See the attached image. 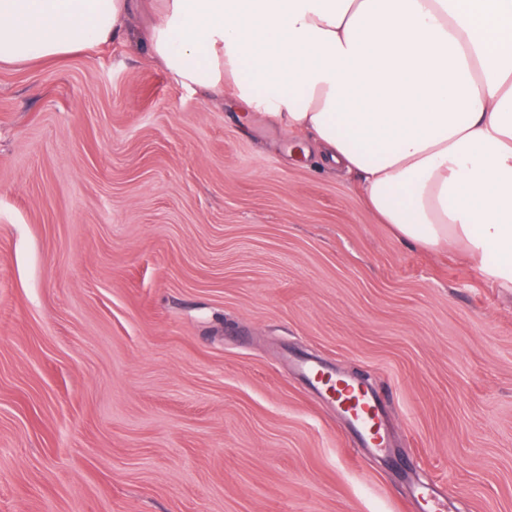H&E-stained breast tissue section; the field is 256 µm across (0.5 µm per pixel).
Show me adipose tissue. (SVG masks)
Returning <instances> with one entry per match:
<instances>
[{
  "mask_svg": "<svg viewBox=\"0 0 512 512\" xmlns=\"http://www.w3.org/2000/svg\"><path fill=\"white\" fill-rule=\"evenodd\" d=\"M136 13L176 83L314 144L399 239L512 291V0H0V65L95 50Z\"/></svg>",
  "mask_w": 512,
  "mask_h": 512,
  "instance_id": "adipose-tissue-1",
  "label": "adipose tissue"
}]
</instances>
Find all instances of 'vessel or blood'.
I'll return each mask as SVG.
<instances>
[{
	"instance_id": "1",
	"label": "vessel or blood",
	"mask_w": 512,
	"mask_h": 512,
	"mask_svg": "<svg viewBox=\"0 0 512 512\" xmlns=\"http://www.w3.org/2000/svg\"><path fill=\"white\" fill-rule=\"evenodd\" d=\"M301 375L332 399L357 432L364 447L376 454L388 451L384 432V402L381 394L339 379L335 373L315 361L299 363ZM420 512H447L448 504L434 488L420 485L414 489Z\"/></svg>"
}]
</instances>
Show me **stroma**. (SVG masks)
I'll return each instance as SVG.
<instances>
[{
  "mask_svg": "<svg viewBox=\"0 0 512 512\" xmlns=\"http://www.w3.org/2000/svg\"><path fill=\"white\" fill-rule=\"evenodd\" d=\"M291 145L137 25L0 68V512H512V295ZM306 357L367 375L388 456ZM414 498L421 512H445L448 510L446 498L429 485H418Z\"/></svg>",
  "mask_w": 512,
  "mask_h": 512,
  "instance_id": "35a3bbf8",
  "label": "stroma"
}]
</instances>
